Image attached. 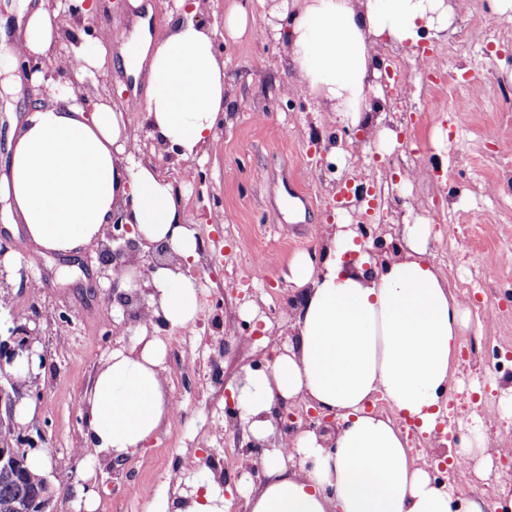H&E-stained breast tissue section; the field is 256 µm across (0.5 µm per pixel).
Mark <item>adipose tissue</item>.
Listing matches in <instances>:
<instances>
[{
    "mask_svg": "<svg viewBox=\"0 0 512 512\" xmlns=\"http://www.w3.org/2000/svg\"><path fill=\"white\" fill-rule=\"evenodd\" d=\"M200 0H189L154 37L139 20L121 51L125 71H147L143 120L158 143L182 160L202 153L225 117L224 59L211 33L196 23ZM278 32L288 66L313 99L346 126L371 122L382 43L418 46L425 31L448 30L445 0H293ZM59 38L45 6H22L11 59H48ZM30 80L39 100L10 137L4 190L14 222L45 253H71L98 243L113 213L127 212L135 233L167 244L180 259L202 245L184 222L180 197L151 163L137 159L125 113L101 103L86 110L68 84ZM357 232L321 228L319 253L295 257L291 280L304 301L286 341L266 338V366L245 369L234 399L256 441L273 430L272 407L301 399L335 413L332 447L314 432L290 452L262 458L263 479L247 495V512H486L482 499H463L429 472L428 455L411 453L399 428L413 421L435 437L440 400L453 380L452 359L467 329L468 304L428 260L429 227L406 225L395 257L359 254ZM150 296L155 326L140 325L130 348L101 359L87 389L85 437L90 463L71 491L73 512H96L95 463L121 466L149 441L174 402L163 375L161 329H184L199 317L198 285L181 268H161ZM392 416L367 411L375 397Z\"/></svg>",
    "mask_w": 512,
    "mask_h": 512,
    "instance_id": "1",
    "label": "adipose tissue"
}]
</instances>
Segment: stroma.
Instances as JSON below:
<instances>
[{"instance_id":"35a3bbf8","label":"stroma","mask_w":512,"mask_h":512,"mask_svg":"<svg viewBox=\"0 0 512 512\" xmlns=\"http://www.w3.org/2000/svg\"><path fill=\"white\" fill-rule=\"evenodd\" d=\"M129 2L91 0L88 17L61 10L54 22L62 41H82L104 59L92 76L77 73L79 91L100 103H128V124L149 145L145 158L180 191L185 220L203 242L198 259L184 266L199 286L200 315L163 335L166 385L180 416L121 468L98 464L97 512H156L180 492L168 480L172 471L190 474L192 486L201 488L212 483L213 467L236 454L225 426L227 399L245 368L268 359L257 334L284 335L293 324L288 301L300 291L291 262L318 250L322 225L363 223L395 242L405 225L428 224V258L452 284L495 263L498 277L467 293L471 321L461 339L512 358V20L495 14L491 0H450L455 17L448 31L422 40L438 59L437 73L414 68L413 51L382 46L381 58L409 62L399 77L406 91L386 97L377 123L353 129L307 93L285 92L297 76L283 42L267 35L268 5L239 0L253 18L242 37L231 39L224 12L232 0H202L198 20L224 58L226 117L194 161L193 184L181 167L163 164L142 121L147 82L129 78L122 66ZM458 99L465 111H449ZM383 127L397 131L395 146L380 142ZM332 136L355 142V151L323 155ZM406 170L415 179L399 180ZM345 187L362 198L348 210L336 205ZM0 242L7 272L0 336L35 317L45 355L23 396L36 407L24 446L45 452L60 476L55 512H70V491L85 473L83 458L73 453L85 442V390L116 344L111 281L98 246L47 258L23 228L9 231L1 223ZM259 254L268 269L263 283L248 277ZM34 278L41 283L35 294L28 287ZM453 368L450 391L463 409L447 418L451 435L476 426L487 447L512 446V416L500 404L512 373L484 362L471 370L459 353ZM211 448L216 456H208ZM444 478L461 496L512 497V463L501 457L485 476L465 468Z\"/></svg>"}]
</instances>
